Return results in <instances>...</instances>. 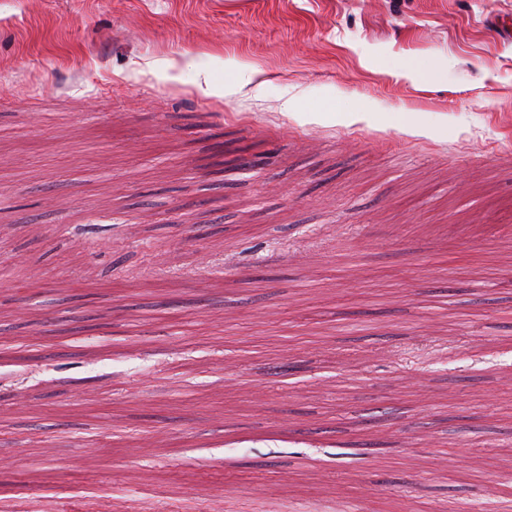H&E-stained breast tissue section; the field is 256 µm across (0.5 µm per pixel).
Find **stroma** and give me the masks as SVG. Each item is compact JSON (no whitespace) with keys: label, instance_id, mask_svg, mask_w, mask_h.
Listing matches in <instances>:
<instances>
[{"label":"stroma","instance_id":"stroma-1","mask_svg":"<svg viewBox=\"0 0 512 512\" xmlns=\"http://www.w3.org/2000/svg\"><path fill=\"white\" fill-rule=\"evenodd\" d=\"M504 21L0 0V502L512 498Z\"/></svg>","mask_w":512,"mask_h":512}]
</instances>
